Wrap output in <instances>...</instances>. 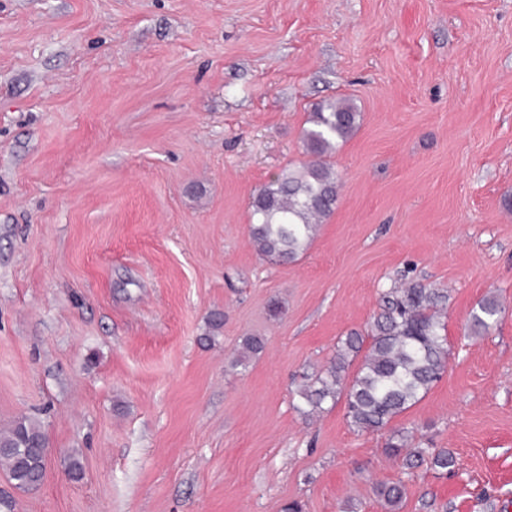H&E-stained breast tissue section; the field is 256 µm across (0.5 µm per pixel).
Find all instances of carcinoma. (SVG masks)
Here are the masks:
<instances>
[{
  "mask_svg": "<svg viewBox=\"0 0 512 512\" xmlns=\"http://www.w3.org/2000/svg\"><path fill=\"white\" fill-rule=\"evenodd\" d=\"M359 118L350 100L316 105L301 134L304 150L312 159L282 170L253 194L249 237L261 258L276 264L295 261L311 244L318 223L333 213L338 175L328 158L353 135ZM447 304L448 290L420 281L383 291L368 329L350 332L336 346L325 372L299 389L309 413L344 392L346 415L354 430L374 433L388 428L447 371L448 340L440 322ZM501 312L496 297L483 298L471 314V332H488ZM360 354L361 364L348 375ZM45 446L40 423L28 417L0 430V469L12 487L29 490L43 482ZM386 450L402 458L409 469L427 462L444 474L457 465L450 450L412 448L401 431L389 436ZM376 494L385 507L395 509L405 495V485L401 480L381 484Z\"/></svg>",
  "mask_w": 512,
  "mask_h": 512,
  "instance_id": "1",
  "label": "carcinoma"
}]
</instances>
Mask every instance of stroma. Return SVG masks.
<instances>
[{"label": "stroma", "instance_id": "1", "mask_svg": "<svg viewBox=\"0 0 512 512\" xmlns=\"http://www.w3.org/2000/svg\"><path fill=\"white\" fill-rule=\"evenodd\" d=\"M340 98L336 208L269 264L250 199ZM509 196L512 0H0V429L49 450L14 512H384L397 480L398 512H512ZM404 275L447 289L450 355L390 428L446 475L298 395ZM502 312V304L495 296L483 298L475 311L470 317V330L475 335L486 333L498 321V317ZM410 444L402 431H394L388 438L386 450L395 457H402L408 469L419 467L424 462L442 474L453 471L457 459L447 448H409Z\"/></svg>", "mask_w": 512, "mask_h": 512}]
</instances>
